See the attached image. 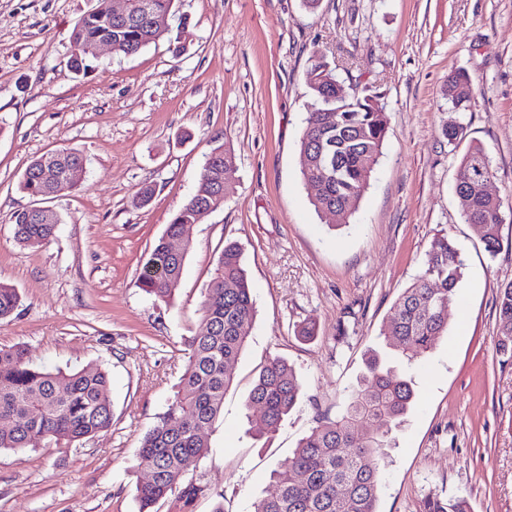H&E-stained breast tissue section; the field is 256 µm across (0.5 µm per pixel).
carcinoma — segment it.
Returning <instances> with one entry per match:
<instances>
[{
    "label": "carcinoma",
    "mask_w": 512,
    "mask_h": 512,
    "mask_svg": "<svg viewBox=\"0 0 512 512\" xmlns=\"http://www.w3.org/2000/svg\"><path fill=\"white\" fill-rule=\"evenodd\" d=\"M96 8L83 15L71 34L70 68L83 73L93 48L103 38L113 37L115 54L132 57L171 31L177 0H132L147 13L129 18L119 29L111 23V0H97ZM311 96L310 112L300 139L306 157V181L317 186L312 204L338 217L355 211L370 174L382 153L388 116L379 93L365 87L350 97L351 108L336 111V68L324 58L316 60L306 75ZM472 81L464 71L448 82V99L467 110ZM205 164L230 179L235 171L233 154L226 145L211 148ZM84 156L62 149L30 161L19 180L27 195L46 200L54 180L68 186L83 182ZM492 172L485 149L472 144L463 154L455 194L461 217L477 230L485 250L495 255L503 226L502 201L483 189L484 176ZM216 179L200 183L167 225L166 235L177 236L186 224L204 217L203 207L224 206L226 198L215 196ZM14 237L23 246L41 245L55 233L56 225L44 224L24 210L13 213ZM186 245L172 254L160 238L144 264L141 288L167 303L172 289L167 281L180 278ZM461 249L446 234L435 236L426 251L424 268L394 303L388 335L398 339V350L412 362L446 336L448 308L456 299L463 276ZM13 286L0 282V319L12 316L20 305ZM205 328L189 341L188 361L174 399L138 448L139 466L155 472L153 481L137 487L139 512H154L162 500L174 498L179 512H193L195 500L206 487L184 484V475L195 469L208 452L203 429L212 426L224 409V394L232 382L228 371L250 336L255 300L243 264L242 249L224 244L202 301ZM498 349L512 358V283L500 289ZM302 381L294 367L281 359L267 363L249 393L251 406L262 409L253 424L260 436H272L295 407ZM110 378L97 367L47 369L30 361L20 345L0 347V449L23 451L53 443L68 448L92 437L112 423ZM415 391L406 374L388 366L370 351L366 371L348 395L345 412L324 417L298 443L293 455L273 473L272 490L254 503L253 512H377L381 466L395 445L393 430L400 427L414 406ZM372 419L376 436L361 440L353 429ZM426 512H472L465 496L446 501L432 498Z\"/></svg>",
    "instance_id": "cac0c4a2"
}]
</instances>
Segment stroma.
Listing matches in <instances>:
<instances>
[{
  "label": "stroma",
  "mask_w": 512,
  "mask_h": 512,
  "mask_svg": "<svg viewBox=\"0 0 512 512\" xmlns=\"http://www.w3.org/2000/svg\"><path fill=\"white\" fill-rule=\"evenodd\" d=\"M97 0H0V281L21 305L0 346L32 362L105 368L112 424L65 451L0 450V512H138L137 450L171 401L201 302L226 241L238 242L256 316L231 365L224 412L186 481L207 486L194 512H253L271 475L322 417L346 408L368 350L405 366L416 400L383 469L378 512H425L468 497L473 512H512V359L497 348V297L512 282V0H179L186 23L123 58L102 50L86 74L67 61L77 19ZM181 55H173L174 46ZM345 94L375 87L389 117L382 154L345 221L316 211L299 144L316 58ZM472 80L467 111L448 79ZM463 126L492 161L502 200L497 254L460 216L454 184ZM226 144L235 174L224 206L189 225L191 249L170 303L139 284L173 214L192 196L204 154ZM63 147L86 159L82 189L47 200L52 239L24 247L11 216L35 207L19 179ZM155 190L149 205L138 191ZM465 257L448 335L406 366L385 336L395 300L421 273L432 238ZM315 324L306 341L297 328ZM281 358L303 392L272 437L249 430L246 401Z\"/></svg>",
  "instance_id": "obj_1"
}]
</instances>
